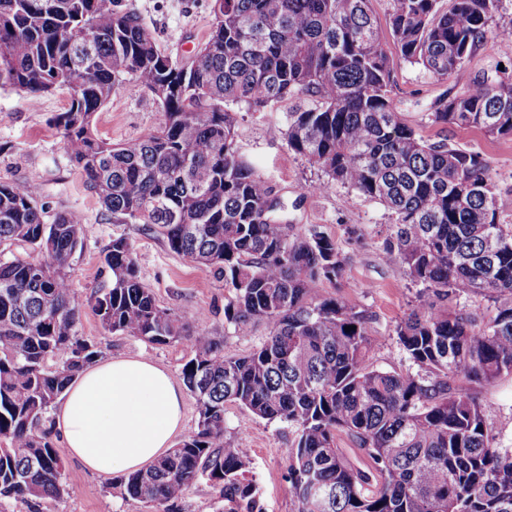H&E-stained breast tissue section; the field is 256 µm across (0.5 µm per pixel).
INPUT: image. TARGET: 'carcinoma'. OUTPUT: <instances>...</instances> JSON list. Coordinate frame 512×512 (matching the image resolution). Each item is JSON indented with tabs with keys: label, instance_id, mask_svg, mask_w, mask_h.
<instances>
[{
	"label": "carcinoma",
	"instance_id": "cac0c4a2",
	"mask_svg": "<svg viewBox=\"0 0 512 512\" xmlns=\"http://www.w3.org/2000/svg\"><path fill=\"white\" fill-rule=\"evenodd\" d=\"M371 0H211L206 40L174 62L119 0H0V87L33 96L57 88L69 103L53 123L69 160L114 224H142L168 249L224 280V320L266 340L224 355L205 326L185 324L141 281L135 251L112 239L108 285L95 297L103 328L152 345L187 343L184 385L196 428L136 471L121 495L176 512L200 479L220 486L223 512H261L245 449L224 441V404L291 428L287 477L295 512H512V451L492 432L498 405L477 389L512 378V224L499 219L489 160L424 137L393 98L394 56L445 79L491 28L501 0H389L380 24ZM162 109L163 125L114 144L94 134L97 112L127 78ZM288 113V148L336 183L392 212L385 262L417 292L396 327L417 371L368 362L364 311L317 285L342 287L349 258L314 229L295 233L284 203L236 146L239 109ZM433 125L512 135V83L485 77L442 100ZM82 218L47 216L40 188L0 182V502L30 506L69 494L62 449L44 427L57 399L102 351L78 324L84 307L71 272ZM490 302L477 316L466 294ZM352 330L347 331L345 327ZM344 433L367 457L338 448Z\"/></svg>",
	"mask_w": 512,
	"mask_h": 512
}]
</instances>
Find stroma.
I'll list each match as a JSON object with an SVG mask.
<instances>
[{"label":"stroma","instance_id":"1","mask_svg":"<svg viewBox=\"0 0 512 512\" xmlns=\"http://www.w3.org/2000/svg\"><path fill=\"white\" fill-rule=\"evenodd\" d=\"M123 7L141 17L165 55L176 62L187 60L209 33L210 0H123ZM499 67L512 74V54L504 53L497 39L491 37L475 49L461 69L443 80L398 59L394 62L393 96L408 123L424 136L447 137L449 142L490 160L500 219L512 224V138L492 137L478 129H446L428 120L439 100L463 92L475 78ZM68 99L64 90L33 98L15 89H0V181L36 182L48 213L66 209L82 215L83 246L75 256L72 280L85 300L79 324L83 339L102 349L108 358L149 357L176 380L191 355L182 344L151 345L103 329L93 307L98 290L109 280L103 250L112 238L123 236L134 245L142 282L162 306L189 323L206 316L207 328L223 340L225 354L241 356L260 346L267 334L265 324H257L243 336L225 323L224 307L233 292L223 280L171 253L143 225L107 220L97 196L86 188L81 172L70 162L52 122L65 110ZM300 103L310 107L315 100L310 96L292 98L272 112L240 110L237 147L267 180L273 195L284 202L283 216L295 231L316 229L332 237L349 257L343 288L325 282L321 289L340 293L365 311L374 366L407 371L411 364L395 328L408 313L416 289L404 268L382 258V242L392 217L381 204L337 184L317 194L305 193V186L322 179L323 174L294 154L277 132L285 124L286 113ZM163 121L164 114L151 95L129 79L97 113L95 130L102 138L125 143L158 129ZM482 395L499 405L492 429L502 446L512 450V379L504 378L483 389ZM224 439L229 447L249 449L264 512H294L286 478L291 439L287 424L257 418L229 403L224 407ZM64 478L69 495L40 500L38 512H155L152 506L123 498L115 479L91 473L73 458L64 460Z\"/></svg>","mask_w":512,"mask_h":512}]
</instances>
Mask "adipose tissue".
I'll list each match as a JSON object with an SVG mask.
<instances>
[{
  "label": "adipose tissue",
  "instance_id": "adipose-tissue-1",
  "mask_svg": "<svg viewBox=\"0 0 512 512\" xmlns=\"http://www.w3.org/2000/svg\"><path fill=\"white\" fill-rule=\"evenodd\" d=\"M182 427L181 389L165 368L144 356L87 367L54 411L66 452L99 475L148 467Z\"/></svg>",
  "mask_w": 512,
  "mask_h": 512
}]
</instances>
